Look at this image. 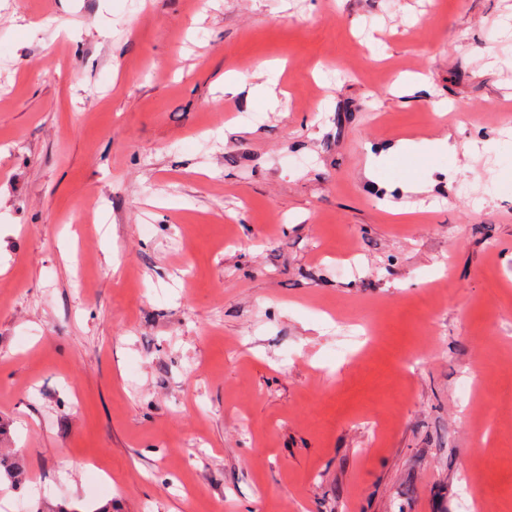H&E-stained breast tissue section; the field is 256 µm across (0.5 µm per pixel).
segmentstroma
I'll return each instance as SVG.
<instances>
[{
    "mask_svg": "<svg viewBox=\"0 0 512 512\" xmlns=\"http://www.w3.org/2000/svg\"><path fill=\"white\" fill-rule=\"evenodd\" d=\"M510 14L0 0V512H512V181L480 209L482 157L365 175L512 128ZM428 168L433 210L386 213ZM429 86V76L427 75L403 74L394 83L393 90L398 96H408L416 91L428 90ZM409 151L425 156L448 153V156L452 157L455 162L457 161V145L449 136L442 139L421 138L418 141L399 140L392 143L386 152L382 151L378 156L369 151L372 165L367 169L366 175L370 179H374L376 168L382 163Z\"/></svg>",
    "mask_w": 512,
    "mask_h": 512,
    "instance_id": "stroma-1",
    "label": "stroma"
}]
</instances>
